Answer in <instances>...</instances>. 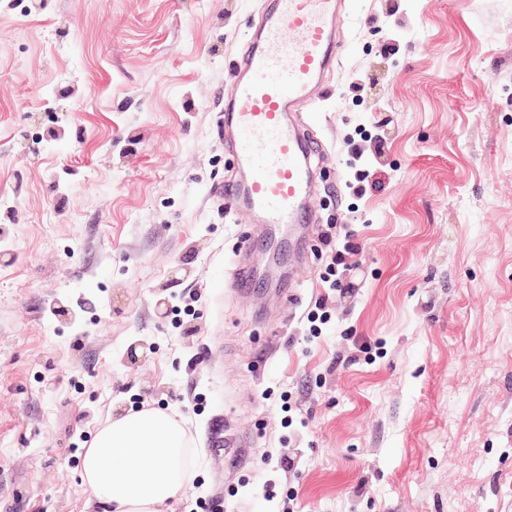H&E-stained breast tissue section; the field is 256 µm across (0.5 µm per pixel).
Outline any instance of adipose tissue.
I'll return each mask as SVG.
<instances>
[{"mask_svg": "<svg viewBox=\"0 0 512 512\" xmlns=\"http://www.w3.org/2000/svg\"><path fill=\"white\" fill-rule=\"evenodd\" d=\"M190 435L174 413L154 407L112 416L81 459V479L105 512H174L191 488Z\"/></svg>", "mask_w": 512, "mask_h": 512, "instance_id": "obj_1", "label": "adipose tissue"}]
</instances>
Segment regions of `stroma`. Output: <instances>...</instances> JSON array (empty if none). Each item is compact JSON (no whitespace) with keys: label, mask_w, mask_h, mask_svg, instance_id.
<instances>
[{"label":"stroma","mask_w":512,"mask_h":512,"mask_svg":"<svg viewBox=\"0 0 512 512\" xmlns=\"http://www.w3.org/2000/svg\"><path fill=\"white\" fill-rule=\"evenodd\" d=\"M266 5L0 0V512H91L145 405L201 451L176 512H512V0H344L294 263L215 194Z\"/></svg>","instance_id":"35a3bbf8"}]
</instances>
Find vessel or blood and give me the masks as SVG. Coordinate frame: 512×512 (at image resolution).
Instances as JSON below:
<instances>
[{"instance_id":"obj_1","label":"vessel or blood","mask_w":512,"mask_h":512,"mask_svg":"<svg viewBox=\"0 0 512 512\" xmlns=\"http://www.w3.org/2000/svg\"><path fill=\"white\" fill-rule=\"evenodd\" d=\"M340 0H272L258 34H245L244 71L226 110L243 176L219 195L266 224H304L315 145L292 120L336 61Z\"/></svg>"}]
</instances>
